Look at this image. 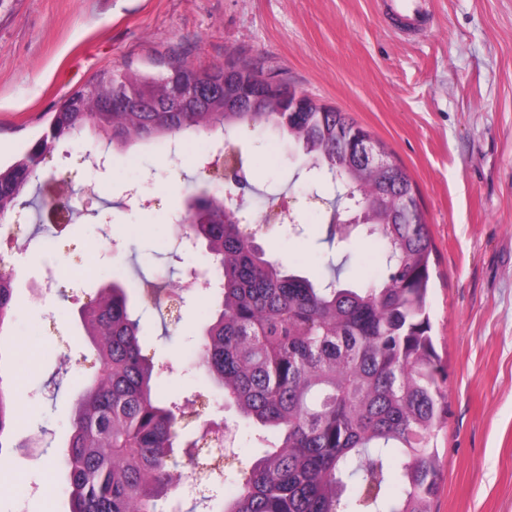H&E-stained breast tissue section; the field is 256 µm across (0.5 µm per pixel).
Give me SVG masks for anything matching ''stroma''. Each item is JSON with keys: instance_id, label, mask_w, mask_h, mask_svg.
Here are the masks:
<instances>
[{"instance_id": "stroma-1", "label": "stroma", "mask_w": 512, "mask_h": 512, "mask_svg": "<svg viewBox=\"0 0 512 512\" xmlns=\"http://www.w3.org/2000/svg\"><path fill=\"white\" fill-rule=\"evenodd\" d=\"M426 3L423 29L404 35L383 0H0V161L25 153L50 112L113 69L246 64L346 112L403 163L432 236L430 315L449 405L437 435L443 479L433 508L512 512V0ZM223 140L218 129L179 134L172 148L133 147L134 164L113 154L101 173L81 163L100 148L83 131L66 160L39 165L42 178L69 171L75 198L94 197L70 230L40 228L42 213L30 207L20 221L37 234L26 247L0 237V258L15 276L0 377L15 391V434L38 441L0 455V512H66L60 443L92 366L77 312L115 276L180 285L204 266L201 250L179 243L174 217L206 185L199 146ZM232 142L254 187L241 224L260 223L268 205L285 203L301 229L261 236L269 254L319 280L331 261H348L357 281L381 274L375 242L328 241L334 191L299 177L287 137L242 129ZM132 186L146 206L128 201ZM48 276L51 291L38 294L36 282ZM208 310L206 298L189 292L182 306L163 301L135 314L146 353L172 366L159 395L200 407L185 434L204 417L224 418L247 466L258 453L251 429L193 366Z\"/></svg>"}]
</instances>
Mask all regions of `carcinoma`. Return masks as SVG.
<instances>
[{
  "label": "carcinoma",
  "instance_id": "cac0c4a2",
  "mask_svg": "<svg viewBox=\"0 0 512 512\" xmlns=\"http://www.w3.org/2000/svg\"><path fill=\"white\" fill-rule=\"evenodd\" d=\"M224 87V99L175 112L158 111L160 86ZM298 94L283 79L247 66L171 67L159 74L115 69L75 91L14 163L0 167V221L38 180L37 158L61 149L82 130L106 149L162 147L180 132L220 127L275 129L301 151L306 172H325L350 195L364 224L343 230L331 215L329 239H370L384 271L357 286L332 268L316 282L270 259L224 207L249 187L227 183L231 199L191 195L182 235L203 247L211 312L202 326L196 366L234 406L263 452L244 472L237 493L218 512H432L441 471L435 441L446 423L447 367L428 313L432 238L407 170L385 151L386 167L354 161L357 145L375 138L345 113L307 98L308 111L283 112ZM137 107L114 112L112 98ZM48 223L67 229L76 210L67 200ZM14 277L0 275V332L13 317ZM165 285L144 281L130 294L112 280L78 311L95 370L75 396L60 462L68 512H161L175 491L176 449L197 463L194 448L222 438L224 425L180 431L174 402L156 398L164 367L143 353L132 301L152 302ZM14 395L0 378V454L24 448L12 432Z\"/></svg>",
  "mask_w": 512,
  "mask_h": 512
}]
</instances>
